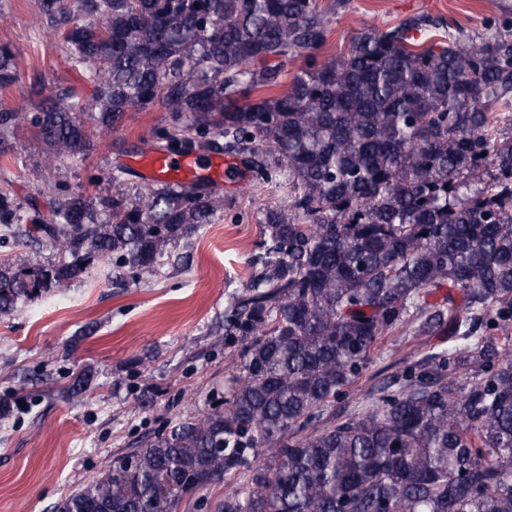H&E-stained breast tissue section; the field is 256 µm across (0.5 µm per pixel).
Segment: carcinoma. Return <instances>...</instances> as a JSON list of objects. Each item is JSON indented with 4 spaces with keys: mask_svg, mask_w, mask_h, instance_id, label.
Returning a JSON list of instances; mask_svg holds the SVG:
<instances>
[{
    "mask_svg": "<svg viewBox=\"0 0 512 512\" xmlns=\"http://www.w3.org/2000/svg\"><path fill=\"white\" fill-rule=\"evenodd\" d=\"M95 108L59 90L0 111V157L29 127L43 165L93 149L125 112L159 103L152 147L236 150L286 192L266 211L264 252L227 316L243 342L222 404L120 454L57 512H177L229 486L219 512H512V22L480 41L432 42L426 20L368 32L319 56L317 0H40ZM300 60L291 86L278 90ZM17 78L0 46V87ZM251 138H246V135ZM61 190L21 214L0 184V247L63 260L0 261V314L54 295L95 261L154 278L216 214L200 184L127 193ZM455 294L441 303L427 296ZM409 328L455 343L336 411L380 340ZM20 259L25 260L31 265L47 264V262L58 261L59 257L52 254L49 250L38 248L35 246L15 245L8 248H0V260Z\"/></svg>",
    "mask_w": 512,
    "mask_h": 512,
    "instance_id": "cac0c4a2",
    "label": "carcinoma"
}]
</instances>
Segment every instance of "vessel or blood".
Segmentation results:
<instances>
[{
	"label": "vessel or blood",
	"instance_id": "obj_1",
	"mask_svg": "<svg viewBox=\"0 0 512 512\" xmlns=\"http://www.w3.org/2000/svg\"><path fill=\"white\" fill-rule=\"evenodd\" d=\"M143 175L156 183H205L215 187L240 185L246 171L241 161L219 154L206 157L194 152L168 153L147 150Z\"/></svg>",
	"mask_w": 512,
	"mask_h": 512
}]
</instances>
